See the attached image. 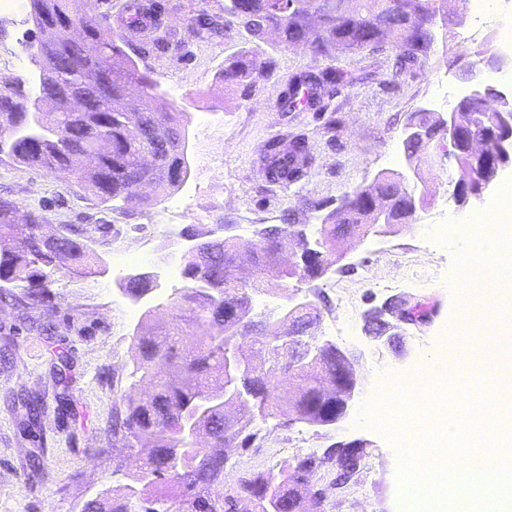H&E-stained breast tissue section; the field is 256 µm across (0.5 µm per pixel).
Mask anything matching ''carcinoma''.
<instances>
[{
    "mask_svg": "<svg viewBox=\"0 0 512 512\" xmlns=\"http://www.w3.org/2000/svg\"><path fill=\"white\" fill-rule=\"evenodd\" d=\"M300 0H224V20L201 11L192 19L191 31L209 39L236 24L255 40L288 49L304 44L315 60H334L342 55L395 50L399 72L408 71L430 56L443 0H317L318 15L311 17ZM68 0H30V19L40 20L47 35L40 36L38 88L82 99L78 111L61 109L46 116L26 112H0V154L13 162L50 174L76 176L84 189L101 204L137 203L135 186L146 178L162 190H173L189 173L186 148L175 150L173 130H185L178 112L155 110V95L141 97V118L132 122L119 108L132 90L140 88L149 74L140 70L123 50L124 39L104 23L85 21L84 38L72 46L66 61L58 59L50 37L69 17ZM274 62L243 54L224 63L221 79L226 86L250 85L272 71ZM300 73L286 82L282 107H311L316 88L330 95L345 82L339 68L316 72L317 82ZM475 118L462 136L475 139L489 128L486 113L467 107ZM97 155L95 169L83 165V156ZM156 155L159 163L147 171L141 159ZM314 157L303 135L289 144L268 141L262 167L269 183L283 190L302 186L312 174ZM377 187L388 195L400 191L395 174L377 175ZM298 212L288 211L283 225L256 231L249 251L255 273L242 281L235 273L240 245L231 236L206 241L204 251L191 250L183 275L186 284L172 297L171 317L155 331H136V369L148 380L143 397L124 399V417L112 423V447L133 455L138 448L152 454L130 474L132 494L123 498L100 497L83 505L82 512H313L316 507L311 484L320 475L319 455L308 456L310 466L298 470L288 463L284 472L258 471L235 482L224 492V449L248 448L261 437L263 424L305 422L328 426L336 422L339 404L346 393L336 382V353L327 346L306 364L297 352L301 342L287 336L268 320L260 328L239 334L241 313L254 309L253 297L276 280L312 282L333 254L336 240L363 238L384 232L371 221L359 203V189L321 219L292 267L281 264L279 239L288 236ZM46 214L23 210L16 202L0 198V288H19L13 295L21 302L47 301L44 269L74 266L88 269L99 262L90 241L80 231L62 226L53 241L43 238ZM150 278L127 282L124 292L134 298L150 292ZM384 309L364 314L370 333L382 329ZM197 329L194 350L180 351L186 328ZM237 352L243 358V399L233 395L235 386L224 374L225 357ZM288 377V396L280 394L272 370ZM360 470V460L344 459L334 470L333 483L343 485Z\"/></svg>",
    "mask_w": 512,
    "mask_h": 512,
    "instance_id": "cac0c4a2",
    "label": "carcinoma"
}]
</instances>
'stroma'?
<instances>
[{"label": "stroma", "mask_w": 512, "mask_h": 512, "mask_svg": "<svg viewBox=\"0 0 512 512\" xmlns=\"http://www.w3.org/2000/svg\"><path fill=\"white\" fill-rule=\"evenodd\" d=\"M154 3L181 45L152 52L136 41L128 51L157 81L158 111L181 112L187 119L191 173L179 188H149L145 194L151 204L117 201L108 210L72 179L0 161V197L43 210L51 219L46 232L71 225L91 239L108 264L123 252L127 238L140 239L141 248L126 265L130 274L161 273L173 262L185 265L190 243L183 236L184 225L168 229L158 222L164 206L177 198H190L197 208L196 232L206 237L227 234L243 244L262 225L281 223L291 208L299 209L300 222L316 223L315 212L302 210L304 199L332 203L367 186L378 173L404 171L401 132L411 113L436 107L442 84L467 90L479 79L477 59L454 40L455 31L469 22L468 9L463 0H447V20L435 29L434 50L413 70L396 73L395 52L389 48L342 56L336 65L352 80L338 86L330 112H284L278 97L288 76L319 67L304 49L254 41L235 25L212 40L195 39L189 17L202 10L223 14L224 0ZM36 49L27 14L0 15V88L19 85L29 97H37L29 81L38 71ZM245 52L272 58V74L250 86L225 87L219 77L225 61ZM297 133L307 136L315 167L304 187L284 191L264 177L261 156L267 140ZM433 158V150H425L418 175L410 180L411 191L425 199L417 220L386 235L342 242L344 258L310 285V299L320 311L313 330L316 341L333 340L343 310L353 311L341 346L356 354L362 390L355 407L336 425H272L255 447L229 449L232 467L224 476L225 489H234L237 470L268 469L279 449H287L292 459L302 456V436H309L321 451L339 441H355L362 470L353 488L328 493V512H399L398 451L378 426L362 421L361 408L389 377L415 370L425 357L447 346L448 318L456 305L448 283L459 265L458 248L436 240L431 231L444 219L473 216L493 199L488 193L456 208L449 197L457 167L451 161L436 165ZM427 267L438 276L431 288L390 292L367 276L378 270L408 278ZM47 281L56 306L51 331L41 329L42 305L0 301V512H81L85 502L104 492L122 497L136 462L121 460L119 450L111 448L112 421L123 414L125 395L147 389L132 374L133 335L145 311H152L153 321H167L174 290L164 281L135 299L119 290L112 275L77 279L57 268L48 270ZM392 295L435 307L428 324L401 326L394 351L371 340L363 329L365 312ZM62 354L67 357L63 364L58 361ZM31 393L44 404L32 431L23 426L20 406L21 398Z\"/></svg>", "instance_id": "obj_1"}]
</instances>
